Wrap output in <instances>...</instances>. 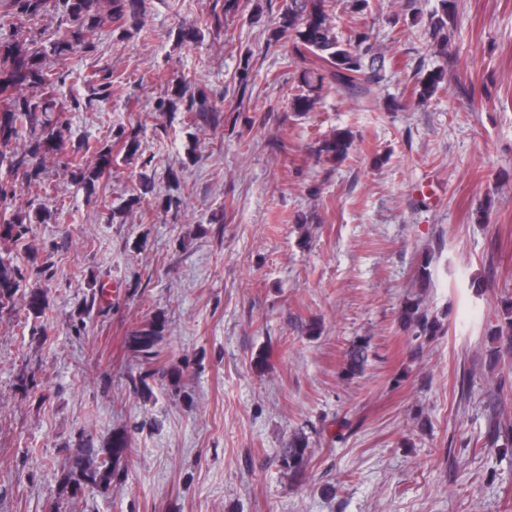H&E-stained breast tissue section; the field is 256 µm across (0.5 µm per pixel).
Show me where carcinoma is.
Wrapping results in <instances>:
<instances>
[{
  "mask_svg": "<svg viewBox=\"0 0 512 512\" xmlns=\"http://www.w3.org/2000/svg\"><path fill=\"white\" fill-rule=\"evenodd\" d=\"M12 9L0 13V28L11 27L13 34L20 32L15 20L21 16L35 18L49 7L50 0H10ZM65 16L61 21L64 29L54 40L41 41L33 35L13 44H0V98L5 107L0 111V169L7 172L23 171L27 177V189L40 190L36 182L37 172L29 169L31 156L41 149L56 147L55 128L64 123L60 116H52V95L65 78L44 66L48 58L60 61L84 42L88 29L106 24H120L128 13L136 10L135 0H109L106 11L100 10L98 0H56ZM454 0H441L442 14H433L430 25L433 36L440 37L437 44L447 42L444 34L447 20L453 11ZM334 0H285L278 25L272 29L274 42L290 48L289 55L303 64L302 78L307 93L295 99V108L309 112L318 101L316 92L329 82L340 90H354L365 67L366 58L372 54V31L363 23L356 27L346 40H341L333 31L332 17L326 6ZM444 81L443 72L436 71L422 81L417 95L419 100H428ZM20 86L26 93L16 94ZM29 136L31 145L26 153L13 147L19 136ZM350 134L338 130L332 138L322 142L319 153H326L342 160L348 154ZM76 172L74 177L88 188H95L107 166L112 164V153L107 150L99 155L98 166L90 169L77 160H72ZM16 193L15 185L0 181V235L22 237L28 231L25 224L29 215L11 209ZM26 277L19 267L7 265L0 259V304L8 302L24 287ZM26 308L34 318H40L46 308V297L39 290H30L26 297ZM404 323L416 336H431L438 331L437 321L430 318L419 297L408 300L402 310ZM164 321L155 320L131 330L130 342L136 351L146 357L157 354L163 340ZM498 340L505 343L506 351L512 350V307L505 310L503 323L497 329ZM495 347L494 355L501 349ZM368 361L367 343L353 345L346 353L345 372L350 376L364 372ZM128 452V440L123 434L112 436L109 455L97 460L90 455L76 457L69 467L63 469L59 482L71 493L77 494L91 486L106 492L112 486L116 468ZM284 474L293 479L302 478L309 464L308 440L303 434L288 439L280 456Z\"/></svg>",
  "mask_w": 512,
  "mask_h": 512,
  "instance_id": "1",
  "label": "carcinoma"
}]
</instances>
